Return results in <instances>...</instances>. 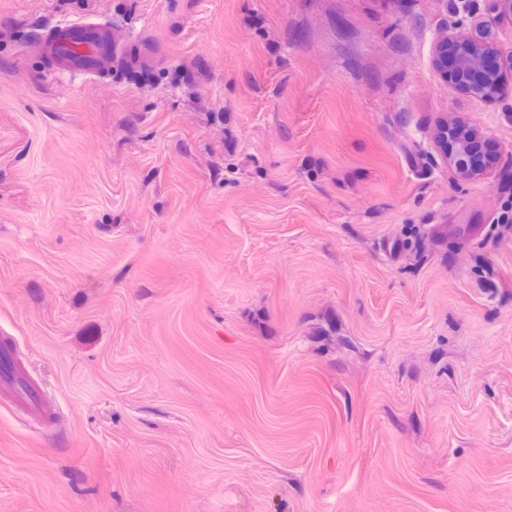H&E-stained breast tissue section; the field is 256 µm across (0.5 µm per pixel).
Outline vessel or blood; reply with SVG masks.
I'll return each mask as SVG.
<instances>
[{"label": "vessel or blood", "mask_w": 512, "mask_h": 512, "mask_svg": "<svg viewBox=\"0 0 512 512\" xmlns=\"http://www.w3.org/2000/svg\"><path fill=\"white\" fill-rule=\"evenodd\" d=\"M36 47L57 75L103 80L112 73L119 49L112 42V23L101 14L67 18L42 28ZM0 390L14 397L36 419H49L41 391L18 372L0 376Z\"/></svg>", "instance_id": "obj_1"}]
</instances>
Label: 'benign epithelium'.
Instances as JSON below:
<instances>
[{"mask_svg":"<svg viewBox=\"0 0 512 512\" xmlns=\"http://www.w3.org/2000/svg\"><path fill=\"white\" fill-rule=\"evenodd\" d=\"M507 17L512 19V0H487L482 26L488 28ZM433 65L439 76L457 90L492 100L500 92L502 78L512 76V50L506 53L488 42L450 33L435 44ZM436 143L449 154L448 161L459 177L469 179L486 172L485 165L470 162L480 144L473 130L462 124H443Z\"/></svg>","mask_w":512,"mask_h":512,"instance_id":"7a95c632","label":"benign epithelium"}]
</instances>
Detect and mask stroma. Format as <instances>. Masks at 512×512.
Masks as SVG:
<instances>
[{
	"label": "stroma",
	"instance_id": "1",
	"mask_svg": "<svg viewBox=\"0 0 512 512\" xmlns=\"http://www.w3.org/2000/svg\"><path fill=\"white\" fill-rule=\"evenodd\" d=\"M100 13L135 65L54 76ZM456 0H0V512H512V89ZM462 120L494 156L459 179ZM36 47L56 75L103 80L118 55L129 52L112 43V23L102 14L67 18L42 28ZM449 47L457 50L452 68H448ZM433 65L462 93L492 100L501 91V79L512 77V50L505 53L488 42L450 33L435 44ZM448 138L451 139L453 144V152L449 157L447 147ZM436 143L448 158L449 163L454 166L459 177L469 179L486 172L485 162L481 165H473L470 162L474 150L481 144L479 137L473 130L462 124H455L449 127L443 124L438 129ZM1 388L5 395L14 397L21 406L39 421L43 422L49 419L50 411L41 397V390L25 380L17 369L0 376V391Z\"/></svg>",
	"mask_w": 512,
	"mask_h": 512
}]
</instances>
